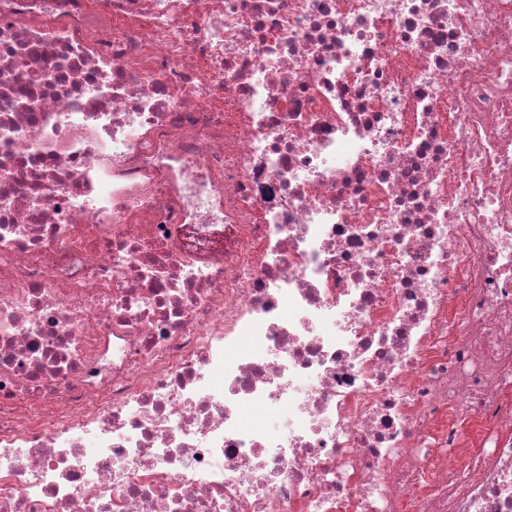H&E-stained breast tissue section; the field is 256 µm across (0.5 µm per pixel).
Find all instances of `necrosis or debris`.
<instances>
[{"label": "necrosis or debris", "mask_w": 512, "mask_h": 512, "mask_svg": "<svg viewBox=\"0 0 512 512\" xmlns=\"http://www.w3.org/2000/svg\"><path fill=\"white\" fill-rule=\"evenodd\" d=\"M0 512H512V0H0Z\"/></svg>", "instance_id": "4bbe7bcc"}]
</instances>
